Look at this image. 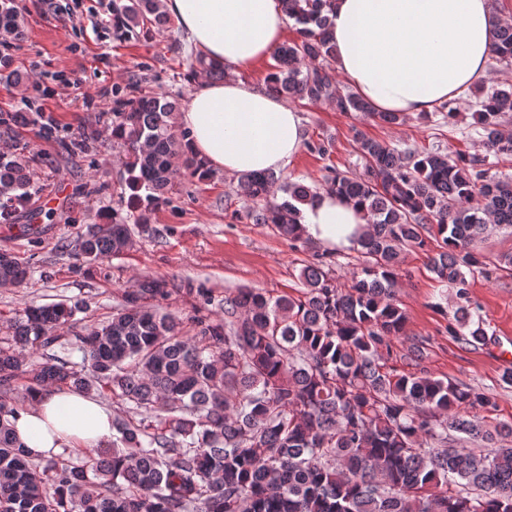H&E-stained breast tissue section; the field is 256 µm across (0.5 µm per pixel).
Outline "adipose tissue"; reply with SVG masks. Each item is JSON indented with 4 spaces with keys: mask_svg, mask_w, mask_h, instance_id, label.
Masks as SVG:
<instances>
[{
    "mask_svg": "<svg viewBox=\"0 0 512 512\" xmlns=\"http://www.w3.org/2000/svg\"><path fill=\"white\" fill-rule=\"evenodd\" d=\"M187 39L227 68L223 81L200 80L177 126L193 151L227 174L279 171L302 149L296 109L239 75L282 42L281 0H161ZM499 22L492 0H335L330 14L336 69L358 95L383 112L432 111L491 76ZM303 235L326 252L358 248L366 213L324 191L303 205ZM32 455L112 442V412L93 396L48 388L12 418Z\"/></svg>",
    "mask_w": 512,
    "mask_h": 512,
    "instance_id": "obj_1",
    "label": "adipose tissue"
}]
</instances>
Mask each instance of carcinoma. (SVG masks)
I'll return each instance as SVG.
<instances>
[{
	"label": "carcinoma",
	"mask_w": 512,
	"mask_h": 512,
	"mask_svg": "<svg viewBox=\"0 0 512 512\" xmlns=\"http://www.w3.org/2000/svg\"><path fill=\"white\" fill-rule=\"evenodd\" d=\"M14 0H0V29L20 36ZM298 38L280 45L266 91L399 125L400 112H377L362 97L336 89L330 62L331 0H282ZM174 26L160 0L112 4L118 38L151 37ZM495 59L512 67V23L498 29ZM222 80L225 67L202 54L183 79ZM112 99V139L126 149L128 214L92 224L62 246L91 263L118 257L133 228L148 227L180 174L211 177L173 115L180 96H159L129 82ZM475 124L497 158L512 156L502 131L512 111V82L477 97ZM28 112L0 113L22 127ZM27 144L0 156V223L32 210L37 189ZM364 173L329 171L326 190L357 202L370 233L352 285L336 286L319 254L301 268L297 296L255 288L214 295L187 319L164 310L163 279L144 277L122 291L112 316L76 329L81 301L30 306L0 346V512H512V423L475 413L496 408V395L427 372L397 375L381 361L405 335L397 299L400 256L427 247L437 226L441 250L429 258L437 279L456 289L448 332L485 341L466 274L488 258L478 243L490 225L512 227V179L489 175L487 158L435 148L399 150L358 139ZM253 205L240 218L303 240L301 206L317 188L290 182L270 200L274 172L241 175ZM28 269L0 252V285H21ZM48 387L96 391L124 407L112 413V444L75 457L35 459L16 442L10 417Z\"/></svg>",
	"instance_id": "cac0c4a2"
}]
</instances>
